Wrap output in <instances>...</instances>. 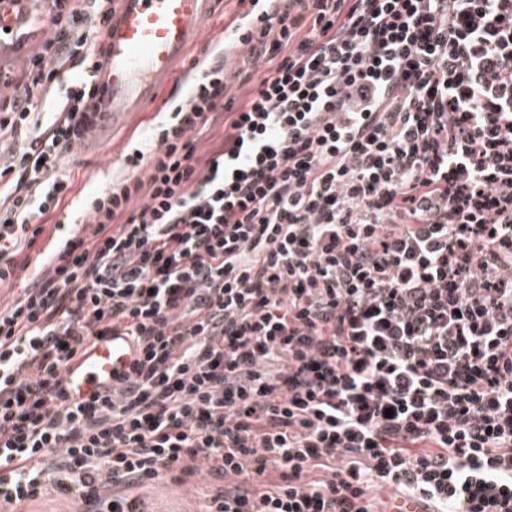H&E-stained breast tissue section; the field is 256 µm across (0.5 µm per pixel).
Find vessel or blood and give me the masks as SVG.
<instances>
[{
    "instance_id": "obj_1",
    "label": "vessel or blood",
    "mask_w": 512,
    "mask_h": 512,
    "mask_svg": "<svg viewBox=\"0 0 512 512\" xmlns=\"http://www.w3.org/2000/svg\"><path fill=\"white\" fill-rule=\"evenodd\" d=\"M214 0H112L105 30L106 56L95 74L98 91L89 112L99 123L123 124L151 111L188 50L200 44ZM139 356L128 337L107 334L64 370L63 385L73 400L88 401L128 375Z\"/></svg>"
}]
</instances>
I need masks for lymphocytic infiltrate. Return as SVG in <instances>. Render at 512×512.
<instances>
[{"label":"lymphocytic infiltrate","instance_id":"obj_1","mask_svg":"<svg viewBox=\"0 0 512 512\" xmlns=\"http://www.w3.org/2000/svg\"><path fill=\"white\" fill-rule=\"evenodd\" d=\"M238 2L60 251L35 244L95 88L52 89L97 66L112 0H0L27 52L0 63V504L141 512L205 463L202 512H376L385 486L512 512V0ZM108 333L139 359L70 401ZM139 357L127 336L112 333L95 339L88 350L64 370L63 385L71 400L101 397L128 375Z\"/></svg>","mask_w":512,"mask_h":512}]
</instances>
